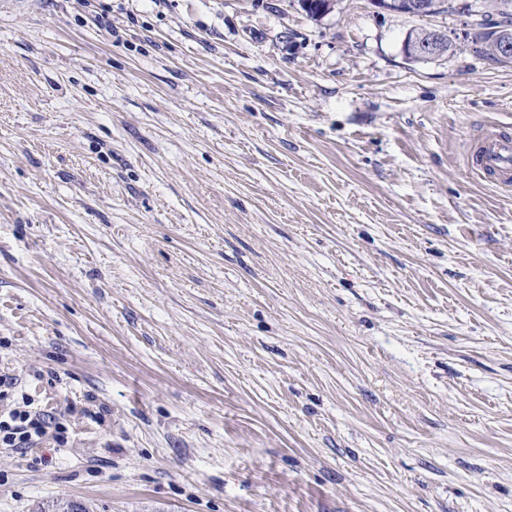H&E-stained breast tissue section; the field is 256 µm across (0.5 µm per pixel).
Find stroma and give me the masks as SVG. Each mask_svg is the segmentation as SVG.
<instances>
[{
	"instance_id": "35a3bbf8",
	"label": "stroma",
	"mask_w": 512,
	"mask_h": 512,
	"mask_svg": "<svg viewBox=\"0 0 512 512\" xmlns=\"http://www.w3.org/2000/svg\"><path fill=\"white\" fill-rule=\"evenodd\" d=\"M495 15L0 0V512H512ZM408 59L437 58L448 53V37L439 30L410 32L402 44ZM505 129V127H503ZM502 128L486 130L473 145V167L503 190L512 188V136ZM30 403L22 398L7 412L0 411V447L31 448L52 438L58 445H64V429L53 413L33 412Z\"/></svg>"
}]
</instances>
